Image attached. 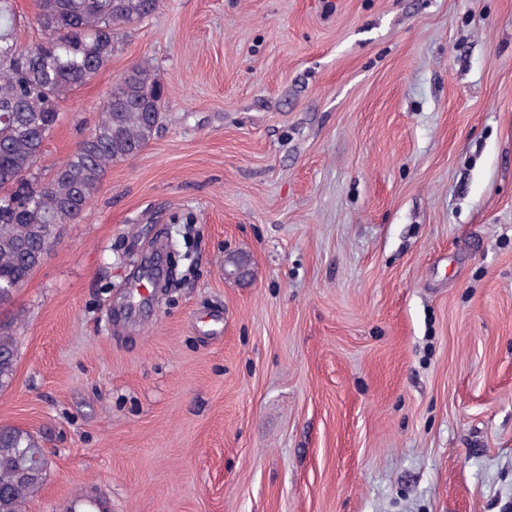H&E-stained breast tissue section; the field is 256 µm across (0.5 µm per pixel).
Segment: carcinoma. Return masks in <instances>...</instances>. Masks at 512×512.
<instances>
[{"label":"carcinoma","mask_w":512,"mask_h":512,"mask_svg":"<svg viewBox=\"0 0 512 512\" xmlns=\"http://www.w3.org/2000/svg\"><path fill=\"white\" fill-rule=\"evenodd\" d=\"M45 37L22 46L14 0H0V305L42 263L57 228L75 222L101 188L107 169L137 156L160 128L165 86L146 60L112 85L95 128L45 179L42 148L60 103L106 67L126 32L153 16L161 0H37ZM14 335L0 328V391L16 372ZM31 432L0 428V512H24L46 471L35 464Z\"/></svg>","instance_id":"1"}]
</instances>
